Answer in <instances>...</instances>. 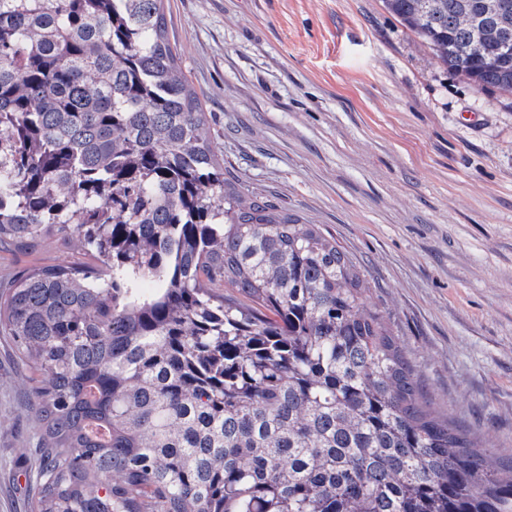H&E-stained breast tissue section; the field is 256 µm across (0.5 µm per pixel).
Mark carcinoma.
Masks as SVG:
<instances>
[{"label":"carcinoma","mask_w":512,"mask_h":512,"mask_svg":"<svg viewBox=\"0 0 512 512\" xmlns=\"http://www.w3.org/2000/svg\"><path fill=\"white\" fill-rule=\"evenodd\" d=\"M385 3L512 95V0ZM213 143L164 0H0V246L96 260L0 283L32 512H512V455L426 394L359 262Z\"/></svg>","instance_id":"obj_1"}]
</instances>
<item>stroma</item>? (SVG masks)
Returning <instances> with one entry per match:
<instances>
[{
	"label": "stroma",
	"mask_w": 512,
	"mask_h": 512,
	"mask_svg": "<svg viewBox=\"0 0 512 512\" xmlns=\"http://www.w3.org/2000/svg\"><path fill=\"white\" fill-rule=\"evenodd\" d=\"M224 175L332 233L437 404L512 452V96L383 0H166ZM44 239L0 278L69 265ZM31 373L0 336V512H30Z\"/></svg>",
	"instance_id": "obj_1"
}]
</instances>
